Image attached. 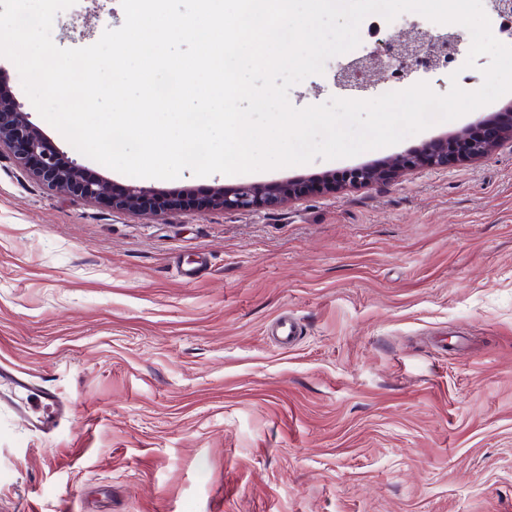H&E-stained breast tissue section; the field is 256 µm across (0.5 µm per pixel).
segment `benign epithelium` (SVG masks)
Here are the masks:
<instances>
[{
    "label": "benign epithelium",
    "instance_id": "7a95c632",
    "mask_svg": "<svg viewBox=\"0 0 512 512\" xmlns=\"http://www.w3.org/2000/svg\"><path fill=\"white\" fill-rule=\"evenodd\" d=\"M462 36L455 32L432 35L419 26L412 27L404 40H389L383 45L341 66L334 80L343 91L367 94L375 83L369 76L396 62L411 65L432 57L439 46L456 52ZM512 138V121L508 125L489 118L477 131L451 140L432 141L416 155L386 162L380 168L353 167L330 171L320 180V189L334 191L344 186L362 187L392 178L401 168L417 166L438 167L452 158L467 159L488 154L505 137ZM6 147L15 159L28 167L49 189L76 195L86 200L106 202L115 209L127 211L180 210L192 207L195 200L187 189L179 197L160 199L149 187L128 185L107 186L86 173L76 160L60 153L34 125L25 112L16 105L0 100V148ZM303 192V186L286 183H242L232 187H218L209 196L207 204L226 211H250L262 205L287 202Z\"/></svg>",
    "mask_w": 512,
    "mask_h": 512
}]
</instances>
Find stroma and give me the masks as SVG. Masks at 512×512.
I'll return each instance as SVG.
<instances>
[{"label": "stroma", "mask_w": 512, "mask_h": 512, "mask_svg": "<svg viewBox=\"0 0 512 512\" xmlns=\"http://www.w3.org/2000/svg\"><path fill=\"white\" fill-rule=\"evenodd\" d=\"M122 12L77 0L52 40L92 45ZM348 60L291 104L340 96ZM0 85L57 150L129 183L78 155L4 57ZM511 109L508 93L350 158L147 182L167 198L309 186L251 211L117 210L0 152V364L69 407L45 434L0 405V512H512V139L314 188ZM282 316L301 328L286 347Z\"/></svg>", "instance_id": "35a3bbf8"}]
</instances>
